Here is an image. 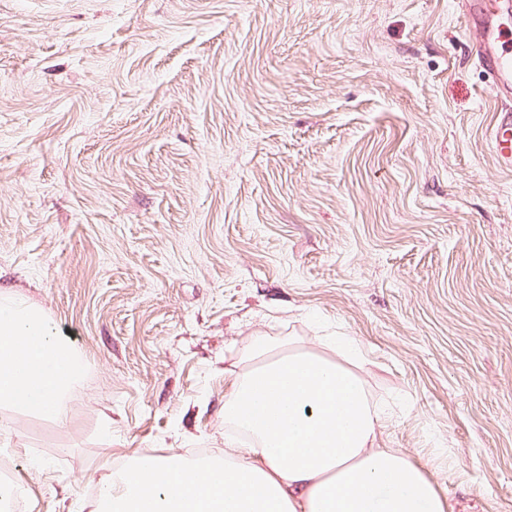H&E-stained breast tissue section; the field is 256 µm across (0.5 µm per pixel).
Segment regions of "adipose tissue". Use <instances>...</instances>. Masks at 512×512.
I'll list each match as a JSON object with an SVG mask.
<instances>
[{"mask_svg":"<svg viewBox=\"0 0 512 512\" xmlns=\"http://www.w3.org/2000/svg\"><path fill=\"white\" fill-rule=\"evenodd\" d=\"M320 350L255 337L224 399L240 437L221 459L135 455L107 472L97 506L112 512H450L410 454L382 447L394 418L357 371L360 343L326 335ZM83 368L41 308L0 294V406L66 417Z\"/></svg>","mask_w":512,"mask_h":512,"instance_id":"1","label":"adipose tissue"}]
</instances>
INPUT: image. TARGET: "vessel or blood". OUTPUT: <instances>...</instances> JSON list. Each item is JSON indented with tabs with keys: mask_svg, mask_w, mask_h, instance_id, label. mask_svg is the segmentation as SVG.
<instances>
[{
	"mask_svg": "<svg viewBox=\"0 0 512 512\" xmlns=\"http://www.w3.org/2000/svg\"><path fill=\"white\" fill-rule=\"evenodd\" d=\"M470 13L480 17V29L474 44L475 56L491 80L493 92L512 96V51L502 42V30L496 18L497 0H465ZM492 153L498 165L512 171V110L497 112L490 130Z\"/></svg>",
	"mask_w": 512,
	"mask_h": 512,
	"instance_id": "vessel-or-blood-1",
	"label": "vessel or blood"
}]
</instances>
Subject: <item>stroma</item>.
<instances>
[{
  "label": "stroma",
  "mask_w": 512,
  "mask_h": 512,
  "mask_svg": "<svg viewBox=\"0 0 512 512\" xmlns=\"http://www.w3.org/2000/svg\"><path fill=\"white\" fill-rule=\"evenodd\" d=\"M460 0H0V291L87 360L0 409L25 512L223 456L254 336L333 331L453 512H512V173ZM490 144L498 165L512 171V110L509 108L496 113L490 130Z\"/></svg>",
  "instance_id": "35a3bbf8"
}]
</instances>
